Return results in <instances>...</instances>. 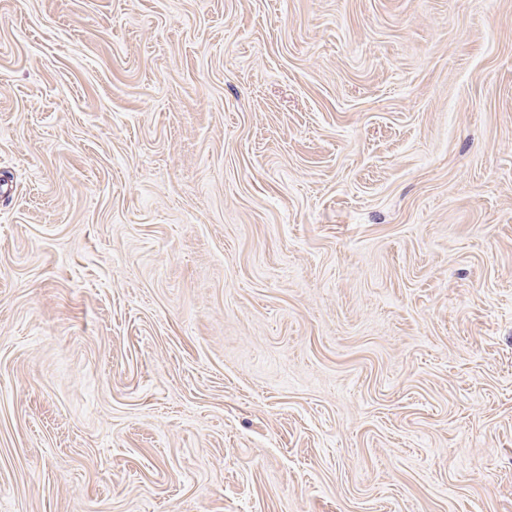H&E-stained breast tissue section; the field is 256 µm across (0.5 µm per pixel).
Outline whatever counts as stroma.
I'll return each instance as SVG.
<instances>
[{"label": "stroma", "mask_w": 512, "mask_h": 512, "mask_svg": "<svg viewBox=\"0 0 512 512\" xmlns=\"http://www.w3.org/2000/svg\"><path fill=\"white\" fill-rule=\"evenodd\" d=\"M0 512H512V0H0Z\"/></svg>", "instance_id": "1"}]
</instances>
